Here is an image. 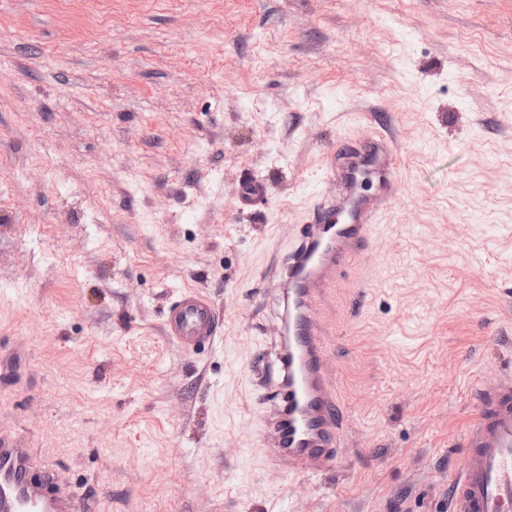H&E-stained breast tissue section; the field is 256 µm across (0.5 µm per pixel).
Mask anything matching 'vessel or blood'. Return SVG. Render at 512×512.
<instances>
[{"mask_svg":"<svg viewBox=\"0 0 512 512\" xmlns=\"http://www.w3.org/2000/svg\"><path fill=\"white\" fill-rule=\"evenodd\" d=\"M330 193L319 197L278 265L265 274L282 311L270 338L276 368L253 359L248 376L260 404L257 442L272 468L305 474L334 468L343 441V405L329 364L322 303L339 272L365 256L400 193L391 139L374 132L328 150ZM375 183L374 193L361 189ZM268 199L260 178L241 181L233 205L248 212ZM167 340L183 350L214 343L220 319L200 290L185 287L163 315ZM475 411L462 435V462L451 481V512H512V375L476 385ZM75 489L37 467L29 448L0 434V512H87Z\"/></svg>","mask_w":512,"mask_h":512,"instance_id":"vessel-or-blood-1","label":"vessel or blood"}]
</instances>
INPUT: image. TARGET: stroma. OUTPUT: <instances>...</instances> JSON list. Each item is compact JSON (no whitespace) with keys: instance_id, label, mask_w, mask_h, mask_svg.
<instances>
[{"instance_id":"35a3bbf8","label":"stroma","mask_w":512,"mask_h":512,"mask_svg":"<svg viewBox=\"0 0 512 512\" xmlns=\"http://www.w3.org/2000/svg\"><path fill=\"white\" fill-rule=\"evenodd\" d=\"M389 117L401 199L325 308L344 448L255 445L262 271ZM267 182L255 212L239 181ZM214 345L163 335L180 288ZM0 431L103 512H450L512 374V0H0ZM268 199V185L260 178H247L241 181L234 194V208L238 212H250ZM167 340L188 351L213 344L220 333V319L200 290L184 287L167 304L163 315Z\"/></svg>"}]
</instances>
